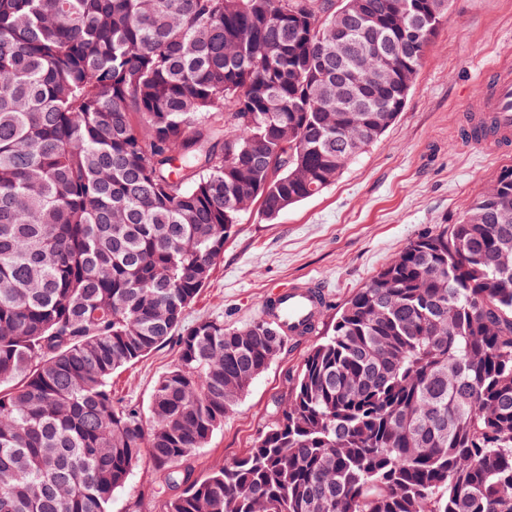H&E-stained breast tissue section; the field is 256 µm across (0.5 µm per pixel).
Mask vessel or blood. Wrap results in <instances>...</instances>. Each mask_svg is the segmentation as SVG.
Segmentation results:
<instances>
[{"label":"vessel or blood","mask_w":512,"mask_h":512,"mask_svg":"<svg viewBox=\"0 0 512 512\" xmlns=\"http://www.w3.org/2000/svg\"><path fill=\"white\" fill-rule=\"evenodd\" d=\"M485 93L466 115L460 136L497 152L512 150V63L501 61L483 76ZM325 305L323 291L312 284L278 290L271 308L292 337L312 332Z\"/></svg>","instance_id":"obj_1"}]
</instances>
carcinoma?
<instances>
[{"instance_id": "cac0c4a2", "label": "carcinoma", "mask_w": 512, "mask_h": 512, "mask_svg": "<svg viewBox=\"0 0 512 512\" xmlns=\"http://www.w3.org/2000/svg\"><path fill=\"white\" fill-rule=\"evenodd\" d=\"M447 15L0 0V512H112L144 456L163 512H512V168L351 295L252 448L183 466L288 343L185 309L248 203L274 220L381 140ZM174 336L148 411L112 392Z\"/></svg>"}]
</instances>
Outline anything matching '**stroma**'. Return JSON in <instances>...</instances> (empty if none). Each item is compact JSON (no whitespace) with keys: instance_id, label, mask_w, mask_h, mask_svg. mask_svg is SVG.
Returning a JSON list of instances; mask_svg holds the SVG:
<instances>
[{"instance_id":"1","label":"stroma","mask_w":512,"mask_h":512,"mask_svg":"<svg viewBox=\"0 0 512 512\" xmlns=\"http://www.w3.org/2000/svg\"><path fill=\"white\" fill-rule=\"evenodd\" d=\"M503 57L512 58V0H451L408 102L384 137L335 183L275 221L262 220L254 207L243 214L210 281L187 308L185 325L205 319L246 323L261 314L263 300L291 284L319 283L327 308L315 334L290 341L207 446L189 458L194 477L243 455L276 420L290 378L356 289L409 240L434 225L456 223L501 169L512 166V153L493 154L458 135L463 109L483 94L482 72ZM177 350L168 341L115 373L113 391L148 406ZM158 481L149 459H142L115 493L112 512H161L153 495Z\"/></svg>"}]
</instances>
